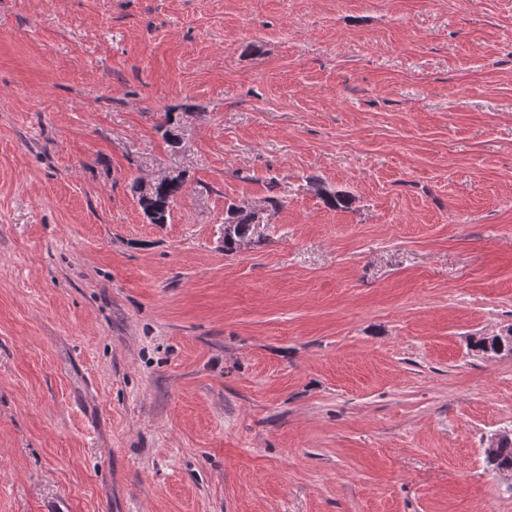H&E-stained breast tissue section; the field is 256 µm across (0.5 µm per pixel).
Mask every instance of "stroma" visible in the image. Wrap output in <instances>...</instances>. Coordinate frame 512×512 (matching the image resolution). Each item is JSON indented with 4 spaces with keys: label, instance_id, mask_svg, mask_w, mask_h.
<instances>
[{
    "label": "stroma",
    "instance_id": "1",
    "mask_svg": "<svg viewBox=\"0 0 512 512\" xmlns=\"http://www.w3.org/2000/svg\"><path fill=\"white\" fill-rule=\"evenodd\" d=\"M510 327L512 0H0V512H512ZM177 176L178 175L168 173L162 179L172 180ZM183 187V182H159L157 184L155 192L148 205V208L151 210L149 220L152 224L168 223V219L171 214V207L177 196L181 194ZM281 200L271 197L264 201L263 205L231 204L224 218V252L232 254L241 247V243L263 238L259 231L262 224H269V212L276 210ZM511 439V432H504L491 438L488 448L490 451L495 450L491 459H487V463L497 472L498 471H511L512 472V440L499 443L503 439ZM499 445V447H498Z\"/></svg>",
    "mask_w": 512,
    "mask_h": 512
}]
</instances>
